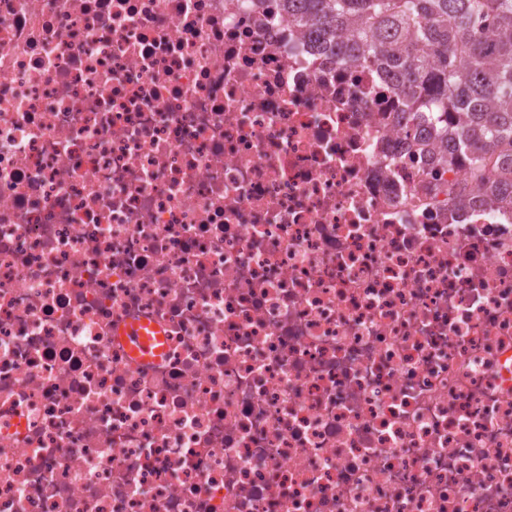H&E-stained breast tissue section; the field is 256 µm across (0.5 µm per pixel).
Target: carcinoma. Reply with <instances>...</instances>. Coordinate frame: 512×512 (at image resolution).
I'll list each match as a JSON object with an SVG mask.
<instances>
[{
    "mask_svg": "<svg viewBox=\"0 0 512 512\" xmlns=\"http://www.w3.org/2000/svg\"><path fill=\"white\" fill-rule=\"evenodd\" d=\"M333 56L383 65L405 111L432 124L448 162L512 196V0H280Z\"/></svg>",
    "mask_w": 512,
    "mask_h": 512,
    "instance_id": "1",
    "label": "carcinoma"
}]
</instances>
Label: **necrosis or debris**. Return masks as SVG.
I'll use <instances>...</instances> for the list:
<instances>
[{
    "label": "necrosis or debris",
    "instance_id": "obj_1",
    "mask_svg": "<svg viewBox=\"0 0 512 512\" xmlns=\"http://www.w3.org/2000/svg\"><path fill=\"white\" fill-rule=\"evenodd\" d=\"M433 147L273 0H0V512H512V202ZM118 335L130 345L131 353L139 360H151L162 351L163 336L148 323L130 322L120 329Z\"/></svg>",
    "mask_w": 512,
    "mask_h": 512
}]
</instances>
